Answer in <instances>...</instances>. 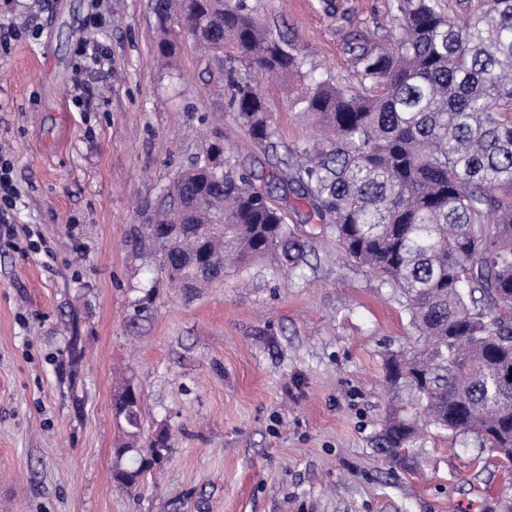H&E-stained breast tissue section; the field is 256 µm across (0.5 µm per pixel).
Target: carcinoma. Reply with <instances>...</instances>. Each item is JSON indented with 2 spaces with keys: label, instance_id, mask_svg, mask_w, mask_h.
I'll list each match as a JSON object with an SVG mask.
<instances>
[{
  "label": "carcinoma",
  "instance_id": "obj_1",
  "mask_svg": "<svg viewBox=\"0 0 512 512\" xmlns=\"http://www.w3.org/2000/svg\"><path fill=\"white\" fill-rule=\"evenodd\" d=\"M164 34L187 30L219 73L239 126L282 174L243 173L224 148L170 183L146 229L181 224V288H205L224 267L270 259L306 263L293 213L334 235L344 256L393 288L418 348L393 354L387 384L408 391L379 438L387 462L409 467L425 426L471 436L512 460V0H391L396 33L348 36V77L322 73L298 41L246 0H154ZM238 63L246 75L224 70ZM288 81L291 106L324 130L281 140L247 72ZM207 252L224 259L197 278ZM114 416L138 444L141 400L116 398Z\"/></svg>",
  "mask_w": 512,
  "mask_h": 512
}]
</instances>
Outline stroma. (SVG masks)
I'll return each instance as SVG.
<instances>
[{
    "instance_id": "35a3bbf8",
    "label": "stroma",
    "mask_w": 512,
    "mask_h": 512,
    "mask_svg": "<svg viewBox=\"0 0 512 512\" xmlns=\"http://www.w3.org/2000/svg\"><path fill=\"white\" fill-rule=\"evenodd\" d=\"M289 27L314 61L346 71V34L395 33L387 0H248ZM0 0V21L38 39L0 55V149L23 196L0 241V512H512V462L472 439L425 429L413 469L378 438L386 360L416 337L398 294L307 234L309 267L266 260L196 292L174 287L144 209L210 140L244 171L271 165L240 129L187 33L158 50L152 0ZM107 51L108 79L71 102L76 42ZM283 141L313 128L278 81L255 72ZM143 430L167 432L135 492L113 479L122 386Z\"/></svg>"
}]
</instances>
